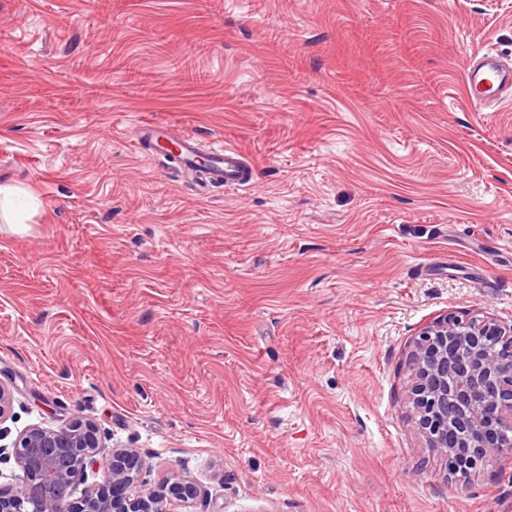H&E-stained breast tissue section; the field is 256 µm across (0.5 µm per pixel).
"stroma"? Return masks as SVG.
Masks as SVG:
<instances>
[{"instance_id":"stroma-1","label":"stroma","mask_w":512,"mask_h":512,"mask_svg":"<svg viewBox=\"0 0 512 512\" xmlns=\"http://www.w3.org/2000/svg\"><path fill=\"white\" fill-rule=\"evenodd\" d=\"M512 0H0V426L93 421L190 512H512L409 418L430 322H512ZM239 147L196 194L131 129ZM490 287H479V276ZM467 95L478 107L495 105L512 95V59L499 53L480 55L465 74Z\"/></svg>"}]
</instances>
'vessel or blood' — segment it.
Segmentation results:
<instances>
[{
	"instance_id": "vessel-or-blood-1",
	"label": "vessel or blood",
	"mask_w": 512,
	"mask_h": 512,
	"mask_svg": "<svg viewBox=\"0 0 512 512\" xmlns=\"http://www.w3.org/2000/svg\"><path fill=\"white\" fill-rule=\"evenodd\" d=\"M467 95L478 107L495 105L512 97V59H505L497 53L480 55L465 75ZM132 137L138 146H152L161 142H177L179 145V171L183 177L197 180L200 189L212 185L236 187L248 184L252 170L242 152L231 144L209 149L210 169L205 180H198L194 163L199 154L195 138L177 136L175 130L160 122H142L132 130Z\"/></svg>"
}]
</instances>
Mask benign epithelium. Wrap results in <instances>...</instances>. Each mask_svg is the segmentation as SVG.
<instances>
[{
    "mask_svg": "<svg viewBox=\"0 0 512 512\" xmlns=\"http://www.w3.org/2000/svg\"><path fill=\"white\" fill-rule=\"evenodd\" d=\"M412 360L416 425L453 474L512 454V324L477 313L465 320L446 315L424 328ZM12 453L26 480L0 486V512H171L199 495L175 475L146 484L139 450H104L97 426L80 418L28 428ZM87 469L103 481L76 497L75 478Z\"/></svg>",
    "mask_w": 512,
    "mask_h": 512,
    "instance_id": "1",
    "label": "benign epithelium"
}]
</instances>
